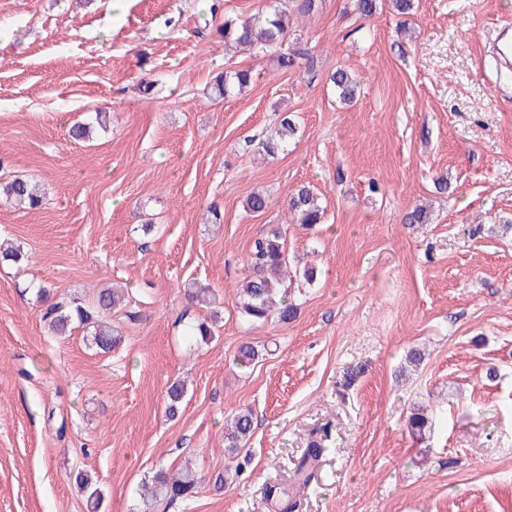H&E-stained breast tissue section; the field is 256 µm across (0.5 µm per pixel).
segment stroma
I'll return each instance as SVG.
<instances>
[{"label":"stroma","mask_w":512,"mask_h":512,"mask_svg":"<svg viewBox=\"0 0 512 512\" xmlns=\"http://www.w3.org/2000/svg\"><path fill=\"white\" fill-rule=\"evenodd\" d=\"M264 4L0 0V181L42 193L35 209L0 200V240L28 255L0 261V512H87L81 471L104 512H144L141 483L184 465L203 482L169 512H280L269 488L291 483L322 429L293 512H512V85L485 54L512 0H413L403 16L379 0L368 18L355 0H317L290 16L287 41L307 55L287 71L216 32ZM249 67L245 93L215 94L216 74ZM337 69L359 81L354 103L331 87ZM283 111L298 133L264 157ZM99 112L106 130L71 138ZM303 184L325 209L310 230L286 207ZM256 190L270 205L251 214ZM421 204L428 222L404 224ZM210 205L220 223L203 222ZM270 224L317 279L294 321L254 325L236 293ZM192 281L215 304L188 305ZM41 285L87 303L128 288L119 346L96 351L79 325L48 333ZM212 315L213 339L187 342L186 324ZM244 343L259 352L248 368ZM178 378L189 392L172 420ZM417 404L422 439L407 428ZM240 408L254 429L231 456L224 418ZM227 469L235 481L215 490ZM187 388L185 380L174 381L167 388L165 413L169 418L173 419L179 416L187 394ZM326 451V448H322L320 445L314 444L312 448H308L307 452L304 453L297 463L295 464V472L298 476V488L304 489L306 488L311 480L314 478V473L310 472L304 475V471L306 470L307 464L311 461L314 466H317L319 458L322 457L323 453ZM75 483L78 492L85 499L86 507L89 512H99L104 499V493L97 483L82 473L77 474Z\"/></svg>","instance_id":"obj_1"}]
</instances>
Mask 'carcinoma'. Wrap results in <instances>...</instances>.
<instances>
[{
    "mask_svg": "<svg viewBox=\"0 0 512 512\" xmlns=\"http://www.w3.org/2000/svg\"><path fill=\"white\" fill-rule=\"evenodd\" d=\"M224 35V43H234L247 49L254 57L267 54L277 55L280 67L294 66L296 58L303 55L299 48L286 45L288 33V9L277 4L266 14H257L245 21L233 19L224 21L219 28ZM251 70H226L215 77L214 90L220 96L241 93L251 82ZM329 81L336 88L339 98L352 101L356 96L357 84L351 74L345 70L334 71ZM107 115L96 113L95 120L79 123L72 128L77 139L92 136L95 128L106 127ZM298 127L293 115L283 112L273 131L262 143V149L268 156H274L297 134ZM0 198L19 208H34L41 204L40 197L34 192L31 183L20 177L0 183ZM269 207V197L262 192L251 193L245 202V210L251 214H260ZM288 211L292 222L305 227L322 223L324 208L314 191L301 185L288 198ZM251 272L246 276L239 289V313L253 324H263L275 318L286 323L296 318L298 304L292 292L293 281L299 279L310 284L316 278L314 268L291 270L288 262L286 230L280 224L267 226L264 236L254 243L251 253ZM188 299L195 305L205 304L211 298V288L196 282L185 290ZM38 298L45 305L42 319L48 330L56 336L69 335L72 325L79 323L91 329L92 345L103 353L111 352L122 340L119 331L112 328L108 317L112 311L123 308L129 294L115 288L100 289L87 305L75 298H51L48 288L38 289ZM214 334V323L190 322L186 336L196 341H209ZM187 394L184 380L172 382L166 391L165 413L173 419L179 416ZM430 418L425 408L414 409L408 417V428L412 435L425 437ZM253 431L252 413L242 409L235 413L224 427V449L227 454L238 452ZM325 449L315 444L304 453L295 464L298 476V488H306L314 478V473H305L307 464L318 463ZM201 478L195 470L185 465L176 471L158 470L150 482L143 485V496L147 505L167 506L176 500L188 501L197 493ZM75 483L78 492L85 499L88 512H100L104 493L97 483L82 473L77 474Z\"/></svg>",
    "mask_w": 512,
    "mask_h": 512,
    "instance_id": "cac0c4a2",
    "label": "carcinoma"
}]
</instances>
